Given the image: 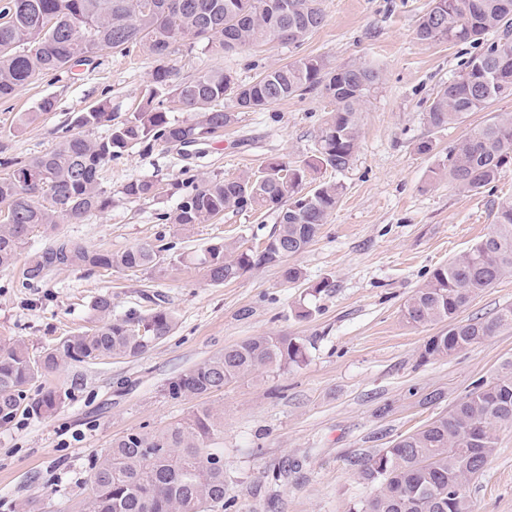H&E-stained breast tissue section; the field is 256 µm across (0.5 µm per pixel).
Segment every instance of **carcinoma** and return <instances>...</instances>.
Instances as JSON below:
<instances>
[{"label":"carcinoma","mask_w":512,"mask_h":512,"mask_svg":"<svg viewBox=\"0 0 512 512\" xmlns=\"http://www.w3.org/2000/svg\"><path fill=\"white\" fill-rule=\"evenodd\" d=\"M7 0L0 9V99L43 74L67 72L101 49L140 46L160 60L151 74L140 108L117 121L112 102L103 100L78 113V128L109 127L98 140L64 135L50 152L28 160L7 158L0 167V270L14 266L28 236L37 228L77 223L112 204L100 182L104 165L136 146L148 151L163 143L192 146L210 141L234 123L239 112L317 92L334 109L318 133L313 154L303 163L276 160L235 178H211L180 197L165 215L181 227L206 224L226 211L275 210V231L260 249L242 250L217 243L181 264L204 270L213 283L233 281L268 264L278 265L303 251L336 208L342 187L323 182L303 191L308 174L343 171L359 147L360 114L382 83L369 63L331 68L319 56L301 57L268 69L248 83L224 71H208L178 81L163 63L172 45L189 37L224 51L269 42H303L320 28L325 15L319 0ZM420 41L468 45L474 52L457 78L430 98L423 119L442 128L482 112L496 100L512 97V0H431L419 19ZM173 98L196 113L190 123L170 120L164 101ZM229 100L231 107L224 108ZM512 164V113L499 112L448 150L433 170L463 192L493 184ZM129 200L155 197L156 183L133 180L121 189ZM167 248L137 244L121 253L93 250L57 232L23 269L31 288L54 270L98 268L164 271ZM512 276V201L501 203L494 231L461 256L436 269L404 304L412 325L443 329L429 337L422 357L444 358L489 336L512 330V305L487 320H462L460 313L499 280ZM96 326L67 336L38 357L18 339H0V425L19 414L44 417L67 397L36 385L68 362H92L112 355L136 357L166 338L171 312L156 304L146 316H112V295L93 301ZM304 344L292 336H253L228 346L167 384L173 400L200 398L228 382L262 369L281 370L305 361ZM512 422V362L489 381L468 390L448 412L396 439L361 463L360 477L374 492L354 512H471L469 482L483 472L494 452L493 427ZM223 416L205 406L155 434L129 432L112 440L91 466V494L85 512H222L224 461L210 447L223 432Z\"/></svg>","instance_id":"carcinoma-1"}]
</instances>
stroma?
I'll return each instance as SVG.
<instances>
[{"label": "stroma", "instance_id": "stroma-1", "mask_svg": "<svg viewBox=\"0 0 512 512\" xmlns=\"http://www.w3.org/2000/svg\"><path fill=\"white\" fill-rule=\"evenodd\" d=\"M430 2L321 0L325 22L297 48L274 42L224 53L186 40L172 46L168 63L180 80L224 70L245 83L262 70L321 56L333 68L373 64L383 81L361 114L350 168L312 175L313 182L341 185L342 193L315 238L289 258L287 265L302 273L297 282H285L279 265L224 284L183 265L162 273L55 270L32 288L22 287L20 269L0 272V338L23 340L34 356L91 329L92 302L101 294L111 295L119 317L149 314L157 297L176 317L171 334L139 356L62 364L48 383L67 392L65 402L50 416L21 415L0 427V512H77L79 496L90 493L89 467L113 438L155 433L196 408V401L167 396L172 378L258 335L299 338L306 359L206 398L224 415L216 446L224 455L227 512H349L370 492L359 477L365 458L446 413L474 382L512 360V331L442 359L423 358L440 328L411 325L402 312L434 269L491 233L497 207L512 200V165L477 193L432 176L449 146L482 126L489 112L442 129L424 123L429 99L461 72L468 53L416 39ZM156 65L139 47L102 49L93 66L36 77L0 100V142L23 159L51 151L67 122L106 98L125 118L141 105ZM46 96L55 97V110L20 124L21 113ZM331 109L329 99L312 93L239 113L189 159L163 145L123 152L102 171L111 206L56 231L112 252L161 239L171 260L224 241L255 247L273 231L275 211H229L183 230L164 219L178 201L169 183L188 193L209 178L234 177L274 159H307ZM423 141L431 146L425 154L418 151ZM136 179L155 180L161 193L125 199L122 186ZM437 392L442 402L426 403ZM493 432L495 452L467 487L473 512H512V424Z\"/></svg>", "mask_w": 512, "mask_h": 512}]
</instances>
